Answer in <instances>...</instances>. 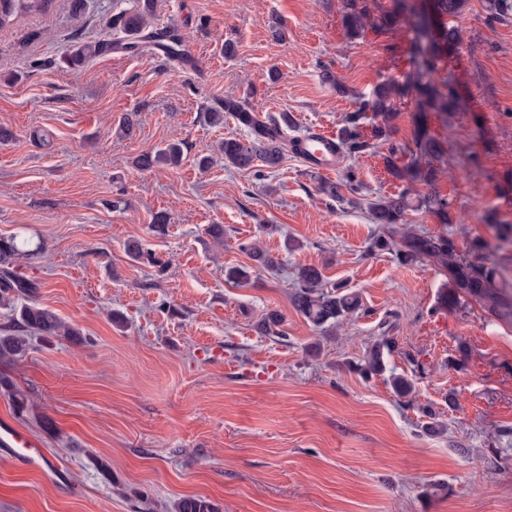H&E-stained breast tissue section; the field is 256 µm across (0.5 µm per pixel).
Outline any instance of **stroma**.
Instances as JSON below:
<instances>
[{"mask_svg":"<svg viewBox=\"0 0 512 512\" xmlns=\"http://www.w3.org/2000/svg\"><path fill=\"white\" fill-rule=\"evenodd\" d=\"M485 4L469 0L445 63L466 108L447 123L430 117L448 147L433 190L452 222L422 210L407 220L460 243L481 238L512 272V246L482 220L491 210L512 224V18L488 23ZM342 6L159 0L153 24L184 34L191 70L109 51L121 38L112 0H86L78 16L72 0H53L0 29V127L12 134L0 141V238L44 241L23 271L40 285L39 304L81 334L31 333L23 357L0 359V426L45 450L38 471L0 450V512H175L188 496L217 512H512V327L475 303L441 307L448 277L431 262L368 251L380 227L366 202L404 188L384 158L410 140V106L389 140L335 172L355 174L358 206L336 205L318 189L321 173L291 155L260 179L226 166L220 144L244 129L229 114L208 120L245 97L260 117L290 113L299 132L336 130L356 95L403 80L407 25L353 40ZM275 20L285 41L270 35ZM96 43L106 51L79 70L61 64L66 49ZM325 67L351 96L322 82ZM130 112L139 124L126 136ZM173 139L184 145L180 166L136 167ZM159 212L169 216L162 232ZM132 240L149 257L129 258ZM256 240L278 273L243 251ZM300 265L357 291L362 310L314 330L290 302ZM234 266L249 268L247 283L225 280ZM273 311L281 324L261 332ZM384 336L396 343L390 368L413 381L407 399L387 376L355 368ZM431 419L439 433H425ZM436 482L448 492L427 496Z\"/></svg>","mask_w":512,"mask_h":512,"instance_id":"1","label":"stroma"}]
</instances>
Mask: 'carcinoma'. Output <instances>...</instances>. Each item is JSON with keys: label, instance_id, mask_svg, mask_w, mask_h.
Listing matches in <instances>:
<instances>
[{"label": "carcinoma", "instance_id": "carcinoma-1", "mask_svg": "<svg viewBox=\"0 0 512 512\" xmlns=\"http://www.w3.org/2000/svg\"><path fill=\"white\" fill-rule=\"evenodd\" d=\"M53 0H0V28L10 24L22 14L45 12ZM158 0H133L131 7L112 16V26L118 27L134 45H152L155 32L150 30L157 11ZM468 0H432V21L425 20L410 0H392L389 9L373 14L368 0H346L341 24L352 39L362 37L367 28L390 30L396 23L405 21L413 33L411 39V65L404 81L386 79L374 86L368 96L357 98L356 108L344 117L338 130L343 151L351 156L367 153L373 144L362 133L365 121L372 125L373 137H386L398 117L397 104L409 100L412 104L413 131L410 141L392 150L386 157L388 172L406 184L401 192L368 203V212L374 224L382 226L404 224L407 211L418 207L430 212L440 223H448V199L432 192L418 193V187L430 186L437 179L436 163L446 154L445 141L429 125V116L436 112L450 117L462 108V102L450 83L438 81L434 75L448 52L459 44L460 21L467 10ZM488 19L500 21L512 14V0H488ZM169 44L164 46L167 57L177 62L182 59L185 38L172 33ZM100 48L89 44L78 45L68 51L62 63L70 69L81 68L85 61ZM246 128L250 134L245 140L228 137L221 143L224 163L239 170L264 175V169H275L291 151L294 140L288 137L293 128L292 119L284 112L278 118L261 120L246 98L224 100V111L212 112L210 123L224 122V113ZM408 157L401 165L399 158ZM184 158L183 145L170 141L162 148L141 154L136 161L142 169L156 166L178 167ZM360 185L355 174L349 172L336 182L324 181L320 191L337 203L357 204L355 194ZM484 223L495 227L497 236L512 245V224L497 221L494 213L487 212ZM371 249L395 255L401 265L431 261L448 275L449 290L440 297L443 307L457 306L462 300L476 302L491 322L512 326V283L505 277L506 268L490 261L484 243L472 240L460 246L448 233H416L409 230L400 235L377 236ZM244 250L256 264L272 269L276 260L258 243ZM43 245L13 238H0V306L18 310L16 325L24 332L34 331L42 337H64L80 340V333L63 322L53 311L40 306L37 300L39 285L27 278L20 267L25 260L41 254ZM20 299L26 303L18 306ZM293 308L315 330L325 331L341 324L362 306L360 295L341 285L331 288L324 284L322 271L313 265L295 268V288L290 295ZM27 349L26 337L0 336V358H19ZM395 349V341L385 337L368 347L359 370L369 375H383L387 370L388 356ZM392 392L405 398L413 391V382L401 374L389 375ZM176 512H215L212 504L203 497H185L176 505Z\"/></svg>", "mask_w": 512, "mask_h": 512}]
</instances>
